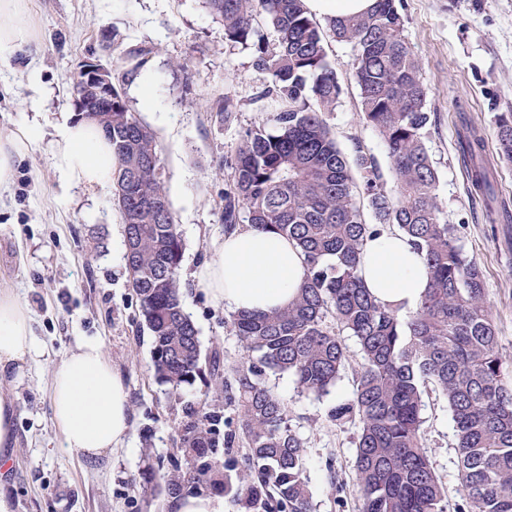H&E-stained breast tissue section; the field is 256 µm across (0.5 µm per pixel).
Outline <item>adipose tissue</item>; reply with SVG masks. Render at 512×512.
I'll list each match as a JSON object with an SVG mask.
<instances>
[{
  "label": "adipose tissue",
  "instance_id": "1",
  "mask_svg": "<svg viewBox=\"0 0 512 512\" xmlns=\"http://www.w3.org/2000/svg\"><path fill=\"white\" fill-rule=\"evenodd\" d=\"M27 6L28 0H0L1 63L31 54L36 46L34 28L24 19ZM51 157L66 185L93 193L112 183V146L94 121L63 124ZM214 253L194 274L214 305L232 313L266 312L294 299L304 273L295 242L246 225L225 235ZM361 276L377 301L402 313L417 308L428 284L424 254L395 228L366 240ZM41 354L22 303L11 294L0 293V373L23 367ZM48 393L61 449L100 457L126 442L128 391L97 341L81 342L55 365Z\"/></svg>",
  "mask_w": 512,
  "mask_h": 512
}]
</instances>
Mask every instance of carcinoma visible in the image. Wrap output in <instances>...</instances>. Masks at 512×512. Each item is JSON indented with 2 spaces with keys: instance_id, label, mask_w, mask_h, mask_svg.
Returning a JSON list of instances; mask_svg holds the SVG:
<instances>
[{
  "instance_id": "carcinoma-1",
  "label": "carcinoma",
  "mask_w": 512,
  "mask_h": 512,
  "mask_svg": "<svg viewBox=\"0 0 512 512\" xmlns=\"http://www.w3.org/2000/svg\"><path fill=\"white\" fill-rule=\"evenodd\" d=\"M225 38L248 39L263 17L275 47L256 65L269 79L277 131H246L222 218L296 242L305 273L296 299L269 313L232 315L244 349L233 380L213 349L200 365L198 331L185 311L178 271L183 242L161 178L153 132L136 120L112 83V111L97 119L116 164L111 196L124 224L125 266L153 344L155 378L173 390L206 379L185 410L167 463L147 464L138 490L173 498L220 494L234 512H312L306 448L288 425L287 403L262 379L287 373L303 393L336 386L356 339L361 362L352 396L330 417L359 427L353 484L362 512H512V364L502 356L482 269L458 242L438 202L439 178L425 145L428 91L404 35L397 0H375L360 16L320 25L305 0H206ZM352 45V74L364 120L379 134L397 176L395 194L378 183L374 157L349 160L325 120L341 93L328 39ZM497 152L512 162V112L494 116ZM472 160L475 192L494 196L477 131L460 142ZM372 222H366L365 213ZM397 227L426 256L428 287L413 312L376 301L360 276L368 237ZM448 402L455 427L459 501L436 474L424 440V388ZM236 404L234 429L220 428L217 397Z\"/></svg>"
}]
</instances>
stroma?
<instances>
[{
  "instance_id": "35a3bbf8",
  "label": "stroma",
  "mask_w": 512,
  "mask_h": 512,
  "mask_svg": "<svg viewBox=\"0 0 512 512\" xmlns=\"http://www.w3.org/2000/svg\"><path fill=\"white\" fill-rule=\"evenodd\" d=\"M37 38L32 56L0 64V133L18 122L37 137L12 180L0 186V290L26 307L43 356L0 375V401L14 410L15 448L0 469L14 512H168L166 495L144 504L131 483L146 453L164 458L175 446L184 407L201 398L204 383L184 387L178 400L153 376L152 338L127 283L123 226L108 190L66 186L51 160L58 128L73 118L72 77L82 60L102 56L100 26L117 29L122 49L146 50L145 71L162 109L151 123L160 148L165 187L184 244L179 278L203 355L219 350L224 369L238 365L242 346L224 308L210 303L191 273L213 257L225 234L222 196L229 165L247 130H273L267 75L255 66L257 49L275 36L257 22L247 42L232 43L205 0H29ZM405 37L429 89L436 123L426 145L437 169L443 216L485 271L487 300L501 352L512 362V163L495 148L494 115L512 112V0H400ZM352 47L330 42L329 61L341 94L326 122L345 154L362 145L375 160L386 191L396 174L377 131L364 120L351 72ZM187 71H179V64ZM233 98L236 109L216 117L211 103ZM485 139L483 162L495 194L471 193L470 166L460 149L468 128ZM84 339L100 342L129 392L130 434L103 458L61 451L47 384L54 364ZM348 364L331 393H300L289 374L266 380L288 403L291 427L307 447L305 475L313 512H359L354 488L332 496L326 464L350 477L358 428L336 424L329 411L348 399L359 363L354 338H345ZM429 459L459 498L455 428L446 400L430 395L423 411Z\"/></svg>"
}]
</instances>
